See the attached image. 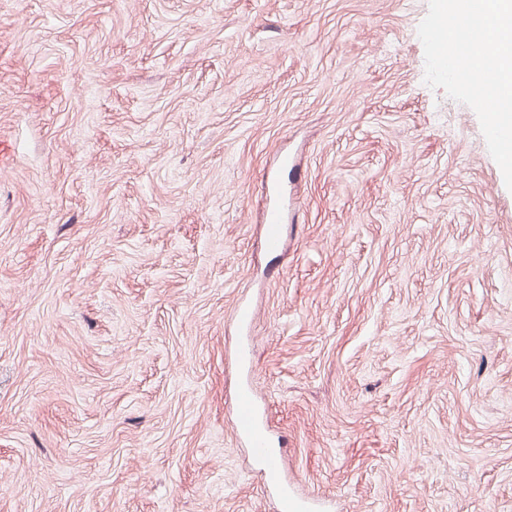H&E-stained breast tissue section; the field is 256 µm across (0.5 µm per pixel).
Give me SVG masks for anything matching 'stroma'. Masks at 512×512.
Masks as SVG:
<instances>
[{
  "instance_id": "35a3bbf8",
  "label": "stroma",
  "mask_w": 512,
  "mask_h": 512,
  "mask_svg": "<svg viewBox=\"0 0 512 512\" xmlns=\"http://www.w3.org/2000/svg\"><path fill=\"white\" fill-rule=\"evenodd\" d=\"M427 12L0 0V512H274L247 376L322 512H512V191Z\"/></svg>"
}]
</instances>
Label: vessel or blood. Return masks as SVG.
Instances as JSON below:
<instances>
[{
    "mask_svg": "<svg viewBox=\"0 0 512 512\" xmlns=\"http://www.w3.org/2000/svg\"><path fill=\"white\" fill-rule=\"evenodd\" d=\"M238 411V436L253 448L263 465L266 490L275 492L278 512H317L316 503L311 499H301L294 495L283 481L275 455L268 451V438L265 427L258 420L254 392L250 384H242L236 395Z\"/></svg>",
    "mask_w": 512,
    "mask_h": 512,
    "instance_id": "obj_1",
    "label": "vessel or blood"
}]
</instances>
